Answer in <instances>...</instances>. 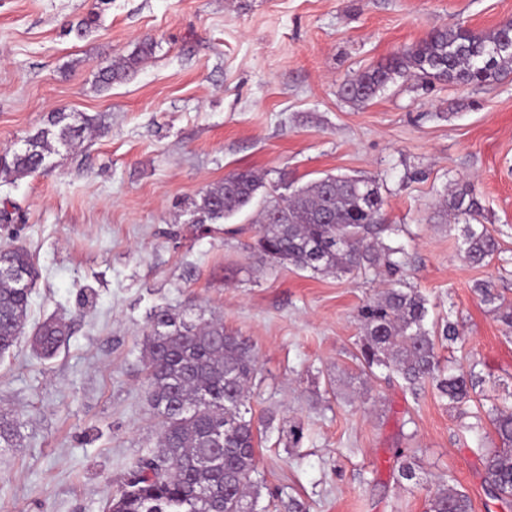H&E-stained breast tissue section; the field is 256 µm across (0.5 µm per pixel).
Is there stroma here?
Listing matches in <instances>:
<instances>
[{
  "label": "stroma",
  "instance_id": "35a3bbf8",
  "mask_svg": "<svg viewBox=\"0 0 512 512\" xmlns=\"http://www.w3.org/2000/svg\"><path fill=\"white\" fill-rule=\"evenodd\" d=\"M509 21L512 0H0V156L54 112L98 124L46 172L0 179V242L24 245L38 270L28 322L70 331L53 359L24 340L0 362V413L21 421L19 446L0 448V512H105L157 442L150 315L190 307L254 345L252 412L275 415L257 477L279 512L292 498L307 512H427L449 477L473 512H512L485 495L472 438L432 385L415 396L380 368L360 398L356 314L377 278L274 266L250 248L271 193L375 179L401 228L404 285L426 297L427 324L460 330L442 365L474 368L492 403L511 394L512 329L474 288L512 301V73L483 86L399 77L364 107L338 94L434 28ZM147 39L152 55L99 89L98 72ZM243 169L264 179L252 203L193 223L192 202ZM465 182L499 242L486 266L464 260L463 223L441 212ZM291 421L305 437L290 454Z\"/></svg>",
  "mask_w": 512,
  "mask_h": 512
}]
</instances>
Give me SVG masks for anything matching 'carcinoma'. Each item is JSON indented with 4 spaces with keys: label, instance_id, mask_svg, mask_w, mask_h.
Wrapping results in <instances>:
<instances>
[{
    "label": "carcinoma",
    "instance_id": "1",
    "mask_svg": "<svg viewBox=\"0 0 512 512\" xmlns=\"http://www.w3.org/2000/svg\"><path fill=\"white\" fill-rule=\"evenodd\" d=\"M152 50V44L144 43L113 61L101 71L98 86L107 89L126 78ZM511 71V22L488 33L441 27L345 81L340 94L364 106L397 77L488 85ZM96 128L93 116L52 113L45 127L26 138L24 148L0 157V177L16 180L43 169L58 146L71 149ZM260 187V178L249 170L226 176L194 204L193 222L215 223L235 215L251 204ZM382 206L375 180L327 175L271 198L256 220L252 248L275 265L312 274L367 275L384 269L388 287L357 310L361 336L356 360L362 374L388 368L415 396L430 383L459 418L474 419L462 428L478 434L486 493L511 503L512 394L486 410L477 400L482 378L474 370L448 373L441 367L439 344L457 339V325L448 321L440 330H430L426 299L414 288L400 287L398 255L403 247L384 243L397 228L381 223ZM444 208L465 219L464 259L489 264L498 242L480 223L483 207L472 186L455 187ZM0 258L11 268L0 276L1 359L25 333L37 270L21 244L1 245ZM477 292L480 302L512 328V304L488 283ZM67 336V325L50 319L36 328L33 344L42 357L51 358ZM143 354L151 405L160 419L158 450L136 462L106 512H268L259 506L263 486L252 478L258 429L250 416V395L258 369L249 339L224 331L217 319H192L159 308L150 317ZM485 419L500 446H486ZM19 437V420L0 414V448L17 447ZM428 512H472V502L466 492L442 484L429 495Z\"/></svg>",
    "mask_w": 512,
    "mask_h": 512
}]
</instances>
